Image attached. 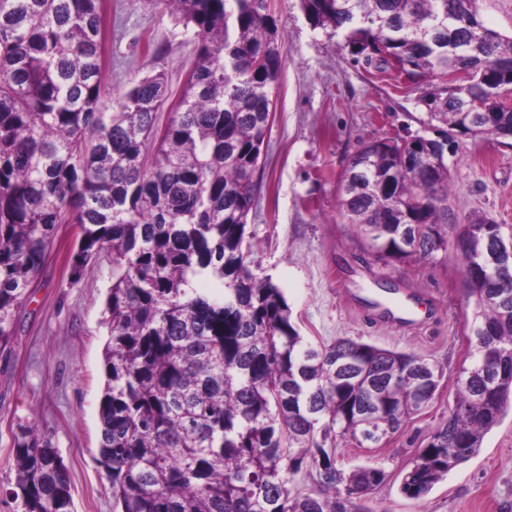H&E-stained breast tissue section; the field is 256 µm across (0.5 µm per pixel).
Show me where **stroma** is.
<instances>
[{
	"label": "stroma",
	"instance_id": "stroma-1",
	"mask_svg": "<svg viewBox=\"0 0 512 512\" xmlns=\"http://www.w3.org/2000/svg\"><path fill=\"white\" fill-rule=\"evenodd\" d=\"M269 12L281 38L282 72L248 218L257 272L283 289L300 335L313 344L350 337L422 355L442 373L431 403L388 439L362 447L338 441V464L384 469L385 480L368 496L370 512H512V404L468 462L421 498L402 494L405 473L447 421L457 377L470 364L473 304L455 248L430 261L379 259L339 216L343 172L361 143L410 133L436 137L418 103L420 90L354 63L342 33L313 27L300 0H269ZM105 26L102 82L109 96L157 73L170 97L179 96L198 55L193 33L154 0H106ZM447 156L453 221L486 216L511 230L512 139L460 135ZM75 248V227L58 225L13 343L0 350V512H24L13 494L11 448L21 421L36 422L63 458L73 512H112L106 471L97 462L112 262L100 256L72 278ZM379 288L385 300L415 306L412 324L374 315L372 292Z\"/></svg>",
	"mask_w": 512,
	"mask_h": 512
}]
</instances>
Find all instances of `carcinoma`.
Instances as JSON below:
<instances>
[{"instance_id":"carcinoma-1","label":"carcinoma","mask_w":512,"mask_h":512,"mask_svg":"<svg viewBox=\"0 0 512 512\" xmlns=\"http://www.w3.org/2000/svg\"><path fill=\"white\" fill-rule=\"evenodd\" d=\"M300 2L313 27L342 31L354 62L411 74L427 124L444 125L362 144L339 204L380 257L431 259L450 232L462 244L473 362L403 477L415 499L477 453L512 399V286L480 264L512 241L487 217L450 223L446 160L456 134L512 137V34L485 27L486 0ZM157 3L199 41L163 127L160 75L105 102L103 0H0V348L57 225L74 224L72 277L112 260L99 463L115 512H370L385 471L339 468L336 442L364 446L372 421L397 431L439 375L421 355L350 338L313 346L255 273L248 217L282 68L268 0ZM12 452L24 512H72L51 439L20 423ZM303 472L316 493H292Z\"/></svg>"}]
</instances>
